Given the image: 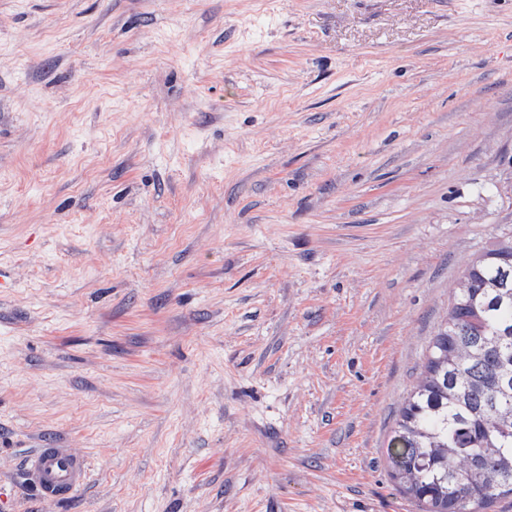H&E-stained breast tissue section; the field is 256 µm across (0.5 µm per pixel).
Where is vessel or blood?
Here are the masks:
<instances>
[{
  "label": "vessel or blood",
  "mask_w": 512,
  "mask_h": 512,
  "mask_svg": "<svg viewBox=\"0 0 512 512\" xmlns=\"http://www.w3.org/2000/svg\"><path fill=\"white\" fill-rule=\"evenodd\" d=\"M88 478L85 456L70 448H39L27 462L26 479L45 501L68 498L82 489Z\"/></svg>",
  "instance_id": "obj_1"
}]
</instances>
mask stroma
<instances>
[{"label": "stroma", "instance_id": "35a3bbf8", "mask_svg": "<svg viewBox=\"0 0 512 512\" xmlns=\"http://www.w3.org/2000/svg\"><path fill=\"white\" fill-rule=\"evenodd\" d=\"M510 232L512 0H0V512H418L386 448ZM26 479L42 500L58 501L82 489L89 478L85 456L71 448H38L31 454Z\"/></svg>", "mask_w": 512, "mask_h": 512}]
</instances>
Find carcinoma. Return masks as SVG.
Returning a JSON list of instances; mask_svg holds the SVG:
<instances>
[{"mask_svg":"<svg viewBox=\"0 0 512 512\" xmlns=\"http://www.w3.org/2000/svg\"><path fill=\"white\" fill-rule=\"evenodd\" d=\"M387 455L419 512H483L512 495V234L464 263Z\"/></svg>","mask_w":512,"mask_h":512,"instance_id":"obj_1","label":"carcinoma"}]
</instances>
